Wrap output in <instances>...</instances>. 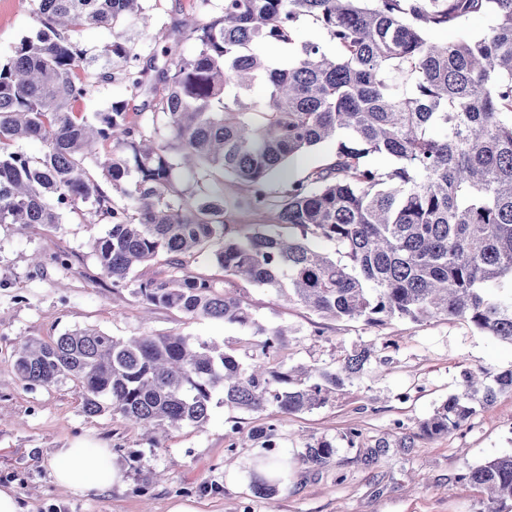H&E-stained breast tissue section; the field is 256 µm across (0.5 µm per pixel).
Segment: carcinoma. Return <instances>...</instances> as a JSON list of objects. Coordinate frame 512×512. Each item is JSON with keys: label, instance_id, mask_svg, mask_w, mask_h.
I'll return each instance as SVG.
<instances>
[{"label": "carcinoma", "instance_id": "cac0c4a2", "mask_svg": "<svg viewBox=\"0 0 512 512\" xmlns=\"http://www.w3.org/2000/svg\"><path fill=\"white\" fill-rule=\"evenodd\" d=\"M38 2L41 28L0 62V224H59L84 208L104 222L90 249L112 287L262 340L244 363L182 334L27 337L15 360L26 385L74 380L86 413L156 432L205 424L218 393L253 413L310 411L364 369L367 344L332 370L300 368L291 384L290 373L268 366L287 331L259 327L214 280L181 275L197 255L324 318H461L512 344V0H193L166 38L186 35L197 50L163 46L146 61L122 33L90 58L76 40L140 16L141 0ZM476 13L491 18L482 36L431 40ZM302 22L328 44L296 42ZM276 45L293 48L279 67L260 53ZM116 81L150 97L149 115L119 100L88 121L79 104L89 86ZM25 139L43 141L44 153L16 148ZM330 141L325 163L272 190L274 175ZM100 152L93 174L86 160ZM180 168L197 182L221 171L241 189L226 195L221 183L199 195L180 185ZM241 213L272 223L241 224ZM150 262L169 275L135 279ZM503 394L512 395V368L466 369L419 429L447 435ZM277 431L271 420L246 434L270 453ZM335 452L320 438L301 458L320 468ZM458 480L486 492L479 512H512V455Z\"/></svg>", "mask_w": 512, "mask_h": 512}]
</instances>
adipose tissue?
<instances>
[{
    "mask_svg": "<svg viewBox=\"0 0 512 512\" xmlns=\"http://www.w3.org/2000/svg\"><path fill=\"white\" fill-rule=\"evenodd\" d=\"M53 476L60 485L73 489H104L123 479L106 449L85 447L61 449L53 464Z\"/></svg>",
    "mask_w": 512,
    "mask_h": 512,
    "instance_id": "ef3b65f1",
    "label": "adipose tissue"
}]
</instances>
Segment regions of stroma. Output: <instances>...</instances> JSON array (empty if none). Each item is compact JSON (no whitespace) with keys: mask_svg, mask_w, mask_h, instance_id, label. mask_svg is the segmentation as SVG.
<instances>
[{"mask_svg":"<svg viewBox=\"0 0 512 512\" xmlns=\"http://www.w3.org/2000/svg\"><path fill=\"white\" fill-rule=\"evenodd\" d=\"M190 6L191 0H144L153 17L149 27L127 19L114 30L83 31L78 41L91 55L118 31L134 38L146 56ZM39 28L37 0H0V61ZM100 230L88 216L72 212L61 223L35 224L22 234L15 225H0V487L12 489L26 512H171L177 505L192 512H478L479 492L457 477L512 454V396L478 410L453 434L430 438L418 428L454 392L462 369L512 368L511 344L463 320L394 319L376 327L326 320L269 290L225 280L207 257L187 260L185 274L212 278L236 292L265 328H291L278 358L281 370L329 369L356 345L375 346L363 373L325 406L282 421L279 462L270 469L260 444L230 429L264 422L275 409L242 412L217 396L205 425L182 424L156 448L140 429L110 412L85 413L74 381L24 386L15 368L19 337L51 342L86 326L117 338L196 336L245 362L257 351L256 336L238 327L175 309L146 313L130 291L113 289L88 247ZM352 428L361 436L351 445L346 434ZM312 437L330 439L336 447L319 469L300 458ZM74 447L110 449L122 484L84 490L58 485L49 461L60 449ZM263 473L278 484L273 497L254 492Z\"/></svg>","mask_w":512,"mask_h":512,"instance_id":"obj_1","label":"stroma"}]
</instances>
